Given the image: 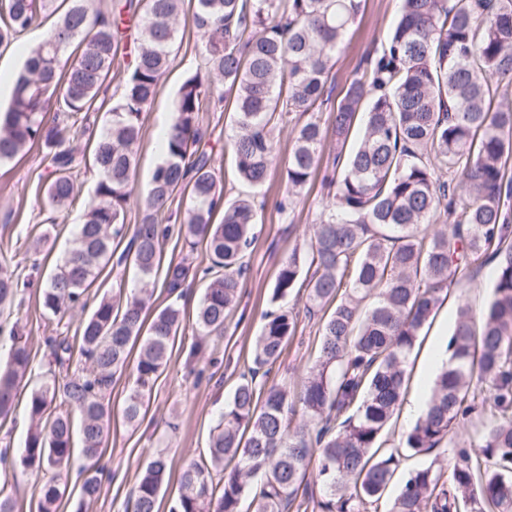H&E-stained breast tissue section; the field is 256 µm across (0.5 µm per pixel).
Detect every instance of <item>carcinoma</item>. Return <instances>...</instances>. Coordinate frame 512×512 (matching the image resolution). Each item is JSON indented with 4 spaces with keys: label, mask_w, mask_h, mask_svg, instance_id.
<instances>
[{
    "label": "carcinoma",
    "mask_w": 512,
    "mask_h": 512,
    "mask_svg": "<svg viewBox=\"0 0 512 512\" xmlns=\"http://www.w3.org/2000/svg\"><path fill=\"white\" fill-rule=\"evenodd\" d=\"M202 64L183 76L173 103L165 159L153 171L140 223L117 264L136 273L140 288L112 286L81 322L85 367L31 391V422L20 465L51 474L38 512H59L60 486L75 452L90 461L80 504L98 497L96 467L109 432L105 403L127 367L132 382L123 418L135 423L165 367L181 328L180 301L190 266L169 262L163 288L169 302L147 318L161 267L162 244L177 236L205 246L206 281L197 327L224 335L237 305L257 220L255 197L224 201V184L205 149L200 113L230 103L234 176L253 189L276 159L273 132L288 115L294 128L285 166L286 213L320 168V148L334 142L323 176L321 222L309 251H294L276 276L250 363L200 460L185 466L170 512H289L316 459L324 492L321 512H369L405 458L452 445L454 462L432 461L401 480L389 512H512V104L491 108L512 83V0H401L383 51L366 60L336 106L332 125L315 113L328 100L336 52L356 22L361 0H191ZM184 0H117L103 10L92 0H0V45L42 20H56L28 50L0 113V164L42 148L50 178L36 203L66 219L78 190L72 178L88 162L98 180L79 229L56 272L42 286L43 308L57 314L85 308V296L115 254L133 195L132 176L143 112L171 63ZM137 36L125 44L127 31ZM127 50V70L112 118L87 155L70 131L78 115L95 111L112 64ZM52 119H47L48 113ZM460 180H455V176ZM183 219L164 223L177 198ZM224 211L216 224L215 213ZM443 219L432 234L422 226ZM495 262L493 294L480 320L462 305L448 341L451 365L436 376L426 409L402 443L386 448L382 433L405 395V363L419 333L458 276ZM308 312H323L319 355L300 391L288 382L257 387L270 374L296 314L282 301L304 265ZM28 279L0 268V307L22 301ZM371 300L369 307L362 303ZM0 364V420L14 411L19 386L35 375L19 322L9 330ZM52 363L70 365L73 346L49 340ZM62 388L78 413H48ZM303 420L293 424L296 406ZM480 420L476 438L461 429ZM168 472L164 453L144 466L132 512H158Z\"/></svg>",
    "instance_id": "carcinoma-1"
}]
</instances>
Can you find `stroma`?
Masks as SVG:
<instances>
[{
	"instance_id": "stroma-1",
	"label": "stroma",
	"mask_w": 512,
	"mask_h": 512,
	"mask_svg": "<svg viewBox=\"0 0 512 512\" xmlns=\"http://www.w3.org/2000/svg\"><path fill=\"white\" fill-rule=\"evenodd\" d=\"M400 6V0H364L356 24L336 55L328 82L331 101L319 114L322 124L331 123L335 102L355 78L358 66L382 50ZM201 52V42L191 17L183 15L179 37L172 48L171 67L159 83L155 100L143 114V135L133 176L134 194L127 209L126 225L137 224L141 215L139 205L148 193L156 165L162 160L155 147L157 128L160 123L171 122L178 87L185 72L199 64ZM204 124L208 128L207 142L214 148V165L226 174V196L233 198L247 193V186L232 175V154L226 148L232 134L227 113H207ZM293 129V123L289 122L274 131L276 160L267 183L258 191L265 205L254 226L255 241L247 256L248 271L243 279L241 297L225 321L223 337H207L197 329L195 312L203 286L194 284L182 301L185 310L182 327L174 340L168 363L154 384L145 417L133 426L122 419L125 392L131 381L129 374H122L112 391V425L106 450L99 460L104 469L99 497L83 505L73 494L63 499L60 512H124L132 503L143 466L160 449L166 450L169 463L168 477L160 493V512H169L179 494L183 468L204 452L209 435L239 382L243 365L261 331L262 314L268 307L282 262L294 250L308 249L314 226L322 214L321 187L317 184L306 186L299 192L293 211L284 215L278 210L286 187L284 163L292 144ZM48 172L43 154L36 147L0 166V257H7L10 270L23 278H49L65 256L78 227L79 209H72L65 222L54 224L48 212L35 207L36 190ZM494 269L493 263H486L472 270L461 285L450 288L408 359L407 396L419 393L420 376L432 344L441 331L445 314L457 312L459 306L466 305L474 315H481L491 296ZM306 294V288H298L285 301L297 315V330L286 342L280 360L271 371L270 381L284 379L291 386H298L315 359L320 323L306 313ZM82 318L78 309L49 315L35 288L24 295L21 306L8 311L0 309V326L15 321L21 323L31 355L38 365L47 360L48 337L76 339ZM196 342L202 343L203 351L192 359L188 352ZM0 482L13 496L17 512H37L44 482L41 472L20 466L0 470Z\"/></svg>"
}]
</instances>
